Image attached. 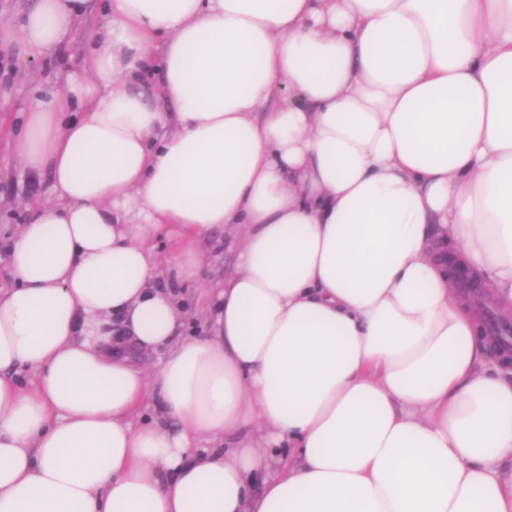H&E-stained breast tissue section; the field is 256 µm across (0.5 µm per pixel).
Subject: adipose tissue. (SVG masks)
Segmentation results:
<instances>
[{
  "mask_svg": "<svg viewBox=\"0 0 512 512\" xmlns=\"http://www.w3.org/2000/svg\"><path fill=\"white\" fill-rule=\"evenodd\" d=\"M100 8L18 112L49 186L0 288V512H512V374L449 268L512 315V0H31L0 40ZM106 20L99 11H94L85 16L72 35L69 46V59L66 61L72 68L78 67L83 60V51L97 31L105 24Z\"/></svg>",
  "mask_w": 512,
  "mask_h": 512,
  "instance_id": "adipose-tissue-1",
  "label": "adipose tissue"
}]
</instances>
